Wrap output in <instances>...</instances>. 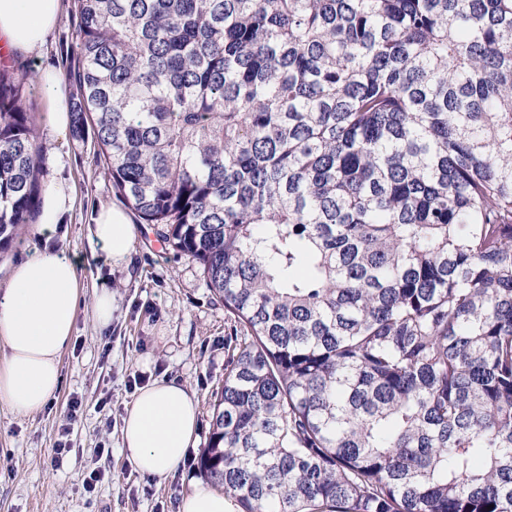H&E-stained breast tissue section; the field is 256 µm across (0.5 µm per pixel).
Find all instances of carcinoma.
Returning <instances> with one entry per match:
<instances>
[{"label":"carcinoma","mask_w":512,"mask_h":512,"mask_svg":"<svg viewBox=\"0 0 512 512\" xmlns=\"http://www.w3.org/2000/svg\"><path fill=\"white\" fill-rule=\"evenodd\" d=\"M77 9L73 136L229 323L200 473L238 512H512V0Z\"/></svg>","instance_id":"obj_1"}]
</instances>
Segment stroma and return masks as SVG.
<instances>
[{"label": "stroma", "mask_w": 512, "mask_h": 512, "mask_svg": "<svg viewBox=\"0 0 512 512\" xmlns=\"http://www.w3.org/2000/svg\"><path fill=\"white\" fill-rule=\"evenodd\" d=\"M78 14L62 0L58 24L38 56L13 63L16 71L53 67L71 100L77 58ZM23 106L36 133L38 181L64 178L76 191L73 210L52 238L36 224L0 253V289L12 264L50 246L78 265L82 283L74 336L60 359L62 382L39 412L21 416L0 404V512H178L181 499L202 476L197 458L209 437L215 390L224 381V308L211 295L198 265L157 240L139 217L134 249L126 263L110 265L93 239V218L104 207H123L100 162L93 132L50 135L42 124L48 109L37 81H29ZM59 153L63 168L53 167ZM112 291V322L99 325L92 301ZM158 379L187 386L199 411L198 441L186 462L164 479L138 473L121 447V428L140 387ZM66 453H57L58 444ZM103 477L94 491L84 480Z\"/></svg>", "instance_id": "obj_1"}]
</instances>
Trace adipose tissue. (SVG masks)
Returning a JSON list of instances; mask_svg holds the SVG:
<instances>
[{"label": "adipose tissue", "instance_id": "1", "mask_svg": "<svg viewBox=\"0 0 512 512\" xmlns=\"http://www.w3.org/2000/svg\"><path fill=\"white\" fill-rule=\"evenodd\" d=\"M61 0H0V45L11 58L40 52L57 25ZM39 86L49 108L43 125L51 133L70 124L67 88L50 67L41 68ZM74 204V188L53 178L42 188L37 225L52 236ZM136 227L126 213L108 207L94 218V238L106 259L129 257ZM82 288L76 263L46 248L14 265L0 290V404L20 415L42 410L61 385L60 357L73 336ZM198 433V402L190 390L168 380L139 389L122 425V446L142 475L162 479L181 464Z\"/></svg>", "mask_w": 512, "mask_h": 512}]
</instances>
